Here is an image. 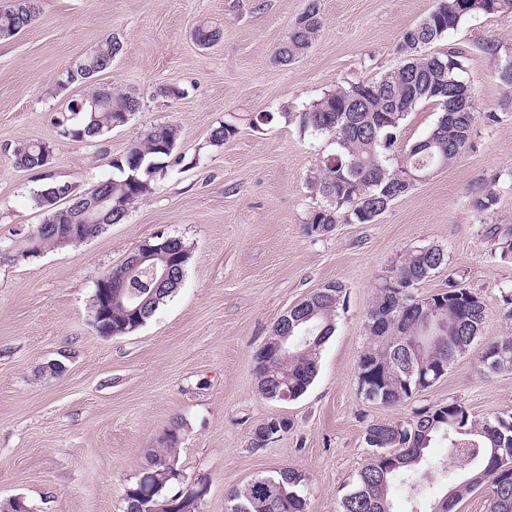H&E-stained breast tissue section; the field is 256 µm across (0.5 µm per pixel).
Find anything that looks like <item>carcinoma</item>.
<instances>
[{"label": "carcinoma", "mask_w": 512, "mask_h": 512, "mask_svg": "<svg viewBox=\"0 0 512 512\" xmlns=\"http://www.w3.org/2000/svg\"><path fill=\"white\" fill-rule=\"evenodd\" d=\"M512 12V0H435L433 9L417 24L406 29L398 45L403 62L379 77L366 82L338 86L305 107L299 115L302 129H311L335 137L336 148L324 156L309 178L311 190L323 204L309 211L306 233L322 231L344 222L371 224L383 215L397 198L414 185L402 180L405 171L432 164L453 162L472 144L477 120L495 124V112H479L476 90L464 76L461 52H427L425 48L443 35L457 29L474 15ZM39 14L38 0H18L12 10H0V35L23 30ZM316 4H308L275 47V57L290 64L306 54L321 29ZM223 30L209 23L196 29L203 45L218 42ZM123 50L122 42L106 36L90 55L74 61L77 84L101 73ZM498 79L512 91V55L500 60ZM428 103L439 112L430 132L432 146L415 142L405 146L396 164H390V152L398 142V133L408 114ZM140 107L132 92L112 91L96 110L87 104L82 111H71L57 121L60 137L74 142L98 141L119 126L124 114ZM179 140L174 125L153 128L128 151L112 160L119 176L97 183L98 193L112 195V213L102 224H67L62 232L47 231L40 237L41 248L64 247L95 237L112 224L126 220L128 204L152 190L155 177L166 172L167 159ZM47 144L28 142L13 152L14 164L27 171L43 168L42 156ZM497 200L493 187L482 184L472 190V206L484 212ZM26 241L2 242L9 250L5 259H28ZM445 265V255L436 246H422L405 253L395 268L396 285L376 289L366 313V328L371 342L357 361L358 390L362 396H374V403L401 406L413 400L417 374L407 375L416 363L414 347L424 343L426 361L451 364L466 352L480 334L486 320V305L476 293L460 287L453 278L440 292L446 302L433 334L422 332L421 317L409 314L417 296L413 289ZM183 277L162 282L152 272H139L126 284L127 295L140 305L142 322H147L159 306L179 288ZM344 287L332 282L314 290L288 310L272 326L275 336L288 337L284 356L256 354L255 373L259 392L277 399L288 390L290 399L304 395L313 383L323 345L335 331L337 311L344 305ZM112 335L121 336L138 328L127 308L112 306L109 316ZM480 363L492 372L512 371V334L506 333L488 345ZM437 438L448 442L461 481L439 499L432 512H452L457 501L475 489L487 486L491 499L489 512H512V476L500 472L499 458L512 464V416L494 415L482 421L472 419L467 407L456 400L434 407L422 406L407 421L375 422L367 426L365 442L372 448L358 479L340 501L339 512H391V495L398 473L420 462L423 451ZM179 436L177 427L160 438L162 450L151 456L145 473L155 480L156 499L181 503V508H198L208 492L198 480L180 485L176 460L172 455ZM305 475L284 468L275 475L259 476L228 495L229 512H306L303 488ZM139 483L123 489L124 512H141Z\"/></svg>", "instance_id": "obj_1"}]
</instances>
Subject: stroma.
Returning <instances> with one entry per match:
<instances>
[{
	"label": "stroma",
	"instance_id": "stroma-1",
	"mask_svg": "<svg viewBox=\"0 0 512 512\" xmlns=\"http://www.w3.org/2000/svg\"><path fill=\"white\" fill-rule=\"evenodd\" d=\"M322 27L312 48L285 65L274 49L308 0H40L37 21L0 40V238L22 240L43 211L34 197L45 177L84 191L114 176L113 157L158 125L180 136L165 174L135 200L123 223L97 237L0 263V500L21 495L36 512H123L121 494L179 423L177 467L208 493L199 512H227L230 490L285 467L304 472L308 512H338L370 449L375 421H407L414 408L456 400L472 418L512 414V372H491L479 356L505 333L502 296L512 291V260L500 259L489 227L512 237V93L480 43L495 38L512 52V14L479 15L434 48L462 52L480 111L472 144L453 163L416 184L372 224L304 230L320 205L308 178L330 136L301 129L298 112L340 85L399 66L396 45L434 0H317ZM203 22L223 38L205 48ZM124 43L99 83L135 91L141 105L101 140L63 139L56 119L80 100L81 86L59 88L70 62L107 35ZM175 86L182 97L161 95ZM234 135L210 144L212 128ZM53 147L48 174L14 165L21 143ZM493 184L495 205L476 212L472 190ZM191 249L183 281L143 326L101 337L89 313L94 281L155 237ZM437 245L443 269L417 295L449 278L487 307L482 331L447 374L412 403L385 407L358 392L356 365L367 344L366 312L375 287L407 250ZM344 285L336 330L318 374L296 400L263 398L255 355L273 323L315 289ZM287 418L288 433L257 448L256 427ZM427 481L397 487L393 512H429L455 486L444 441L419 465Z\"/></svg>",
	"mask_w": 512,
	"mask_h": 512
}]
</instances>
